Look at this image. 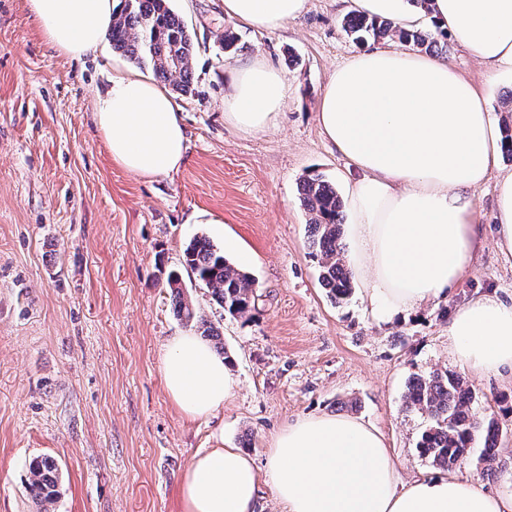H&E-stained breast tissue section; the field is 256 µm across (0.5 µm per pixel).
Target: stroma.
I'll use <instances>...</instances> for the list:
<instances>
[{
  "instance_id": "35a3bbf8",
  "label": "stroma",
  "mask_w": 512,
  "mask_h": 512,
  "mask_svg": "<svg viewBox=\"0 0 512 512\" xmlns=\"http://www.w3.org/2000/svg\"><path fill=\"white\" fill-rule=\"evenodd\" d=\"M195 51V92L177 96L187 161L145 180L113 162L93 117L98 94L129 59H73L45 43L28 0H0V512H181L193 457L246 447L257 466L288 424L306 415H352L384 435L400 482L440 474L417 443L427 420L407 411L409 379L459 372L448 344L454 310L478 293L512 297V266L494 236L495 184L474 193L483 244L471 271L438 304L391 323L358 295L332 303L310 255L299 194L320 174L344 191L348 161L317 122L321 89L360 46L342 28V0H309L274 30L224 15L223 0H168ZM238 39L225 51L224 34ZM458 73L484 95L496 121L512 74L493 72L450 41ZM262 58L284 75L276 124L245 133L224 120V71ZM231 259L247 255L254 310L234 318L191 274L183 280L233 359L237 385L213 415L190 419L168 396L161 358L189 327L163 284L194 236ZM477 408L500 429L494 474L476 461L456 473L485 490L512 471V377L467 375ZM58 465L60 494L28 490L35 457Z\"/></svg>"
}]
</instances>
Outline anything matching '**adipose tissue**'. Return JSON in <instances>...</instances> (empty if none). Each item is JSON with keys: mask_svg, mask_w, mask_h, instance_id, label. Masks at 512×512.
<instances>
[{"mask_svg": "<svg viewBox=\"0 0 512 512\" xmlns=\"http://www.w3.org/2000/svg\"><path fill=\"white\" fill-rule=\"evenodd\" d=\"M308 0H224L227 18L268 30L297 18ZM351 9L413 28L448 31L492 69L512 71V0H349ZM118 0H28L45 41L73 59L104 53ZM224 118L256 133L273 125L288 82L255 59L226 71ZM95 119L112 160L156 178L186 161L178 105L129 68L98 96ZM322 133L359 171L348 182L346 257L379 323L447 297L467 275L481 236L474 191L498 169L499 130L479 91L448 59L397 48L354 53L323 86ZM457 363L478 374L512 372V301L477 295L448 321ZM169 397L189 418L221 408L236 386L223 357L197 335L171 339L161 361ZM288 512H512V474L490 493L459 476L399 483L383 435L359 418H298L273 440L259 471L239 448L197 455L181 486L182 512H255L262 477Z\"/></svg>", "mask_w": 512, "mask_h": 512, "instance_id": "1", "label": "adipose tissue"}]
</instances>
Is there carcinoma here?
Returning a JSON list of instances; mask_svg holds the SVG:
<instances>
[{
	"label": "carcinoma",
	"mask_w": 512,
	"mask_h": 512,
	"mask_svg": "<svg viewBox=\"0 0 512 512\" xmlns=\"http://www.w3.org/2000/svg\"><path fill=\"white\" fill-rule=\"evenodd\" d=\"M345 32L358 43L370 39H396L417 47L445 49L448 34L406 30L385 18L350 14L344 20ZM112 48L135 64L150 65L157 78L172 85L182 96L192 94L189 62L195 44L183 21L165 0H124L108 34ZM303 206L310 215L309 249L319 267V281L336 304L352 293V276L343 259V201L336 187L316 175L303 181L300 188ZM181 265L205 285L225 313L236 318L247 316L255 305V280L242 266L230 261L224 251L207 237L196 236L183 251ZM173 311L195 328L201 336L215 341L224 350L220 335L185 295L183 279L177 270L168 272ZM406 408L417 410L430 420L417 444L419 453L436 466L451 470L477 456L483 471L491 472L499 456V428L491 415L474 406V392L462 376L434 371L412 378L405 394ZM484 439L483 447L474 448L476 436ZM58 467L49 457L35 458L29 464L28 489L36 499L50 503L57 495Z\"/></svg>",
	"instance_id": "obj_1"
}]
</instances>
